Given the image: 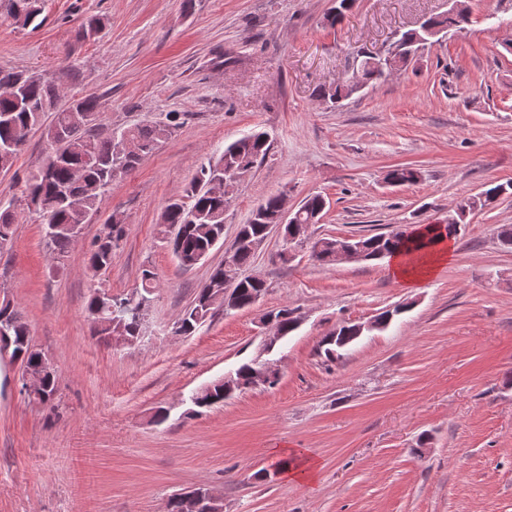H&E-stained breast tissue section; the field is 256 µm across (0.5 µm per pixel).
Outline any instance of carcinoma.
I'll use <instances>...</instances> for the list:
<instances>
[{
    "instance_id": "cac0c4a2",
    "label": "carcinoma",
    "mask_w": 512,
    "mask_h": 512,
    "mask_svg": "<svg viewBox=\"0 0 512 512\" xmlns=\"http://www.w3.org/2000/svg\"><path fill=\"white\" fill-rule=\"evenodd\" d=\"M355 0H336V6L325 16L327 24L336 26L350 11ZM39 0H0V20L26 27L40 15ZM470 22L467 0H454L448 12L432 16L416 29L400 33L398 67H406L423 54L431 39L442 32L460 33ZM363 83L368 85L383 78L373 66L360 60L355 68ZM359 90L343 78L335 87L322 89L321 97L336 104ZM66 99L59 107L57 102ZM56 112L52 124L44 125V115ZM103 103L101 97L88 93L81 97L65 98L64 88L43 79L36 73L0 69V169L11 168L19 153L16 143L21 136L44 129L51 151L44 166L27 179L26 205L34 210L45 224V241L54 258L65 257L70 244L79 237L83 225L97 210L102 196L112 182L132 171L139 161L156 147L170 139L180 126L179 115L171 112L165 122H147L119 128L105 135L101 132ZM268 136L252 132L229 143L219 157L203 164L184 190V194L168 201L158 224L161 240L171 249L181 268L187 270L208 256L215 240L224 239V206L226 191H234L241 179L269 152ZM387 179L400 186L418 179L417 169L404 164L391 167ZM507 192L504 184H489L478 196L460 203V208H487ZM327 206L326 197L310 194L300 202V224H316ZM281 210V194L262 199L252 210L246 223L239 225L230 260L237 271L249 269L256 252L251 242L265 235L266 227L277 223ZM17 215L10 208L0 207V245L11 243L15 234ZM124 219L115 213L106 225V231L93 243L89 268L97 274L112 264V250L123 236ZM417 233L415 229L397 228L387 233L358 236L367 260H380L392 252L406 247ZM346 243L344 238H329L326 247L312 250L311 258L320 265L336 262V245ZM159 287L156 272L151 266L141 271V290L126 297L94 288L87 310L95 332L106 338L112 336L114 312L119 310L130 338L145 335V326L139 313L141 298L153 294ZM238 305L245 308L258 292H266L262 277L241 276L237 285ZM224 307V265L214 267L199 288L193 301L176 322L177 334L193 335L204 323ZM282 337L298 329L297 310L283 307L270 312ZM0 336L11 342L19 368L37 369L48 360V355L29 344L31 339L27 323L18 308L9 303L0 304ZM360 338L359 324L344 323L324 336L318 345V354L332 361L341 356ZM255 364L250 361L235 370L234 389H249L253 383ZM208 394L193 391L189 396L192 406L205 409L224 402V381L211 382ZM42 395L46 408L58 412L59 385L55 374L46 376Z\"/></svg>"
}]
</instances>
